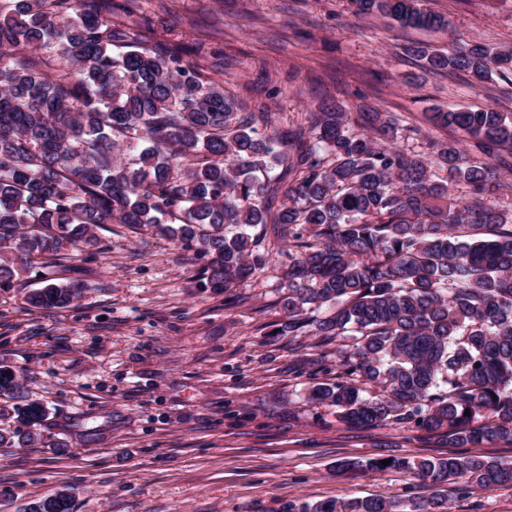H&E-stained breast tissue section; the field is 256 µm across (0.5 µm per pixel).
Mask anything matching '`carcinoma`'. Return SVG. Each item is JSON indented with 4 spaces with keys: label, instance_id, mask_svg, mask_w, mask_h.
Returning a JSON list of instances; mask_svg holds the SVG:
<instances>
[{
    "label": "carcinoma",
    "instance_id": "obj_1",
    "mask_svg": "<svg viewBox=\"0 0 512 512\" xmlns=\"http://www.w3.org/2000/svg\"><path fill=\"white\" fill-rule=\"evenodd\" d=\"M350 2L402 26L448 27L421 0ZM405 51L477 82L512 67V53L476 41ZM273 120L166 41L112 20V0H0V287L73 251L101 252L95 228L114 221L198 252L202 279L227 290L270 262L256 247L271 236L288 243L278 252L284 319L271 335L335 346L322 357L336 355V381L308 399L350 426L392 423L450 446L512 442V210L495 201L512 190V116L434 107L431 123L471 140L473 154L456 141L408 152L400 116H353L327 98L307 131L269 135ZM455 184L474 201L453 197ZM81 293L47 272L25 301L63 308ZM0 399V447L44 445L48 409L4 364ZM360 466L431 493L290 501L279 512H452L445 485L512 484L511 465L481 455L341 464ZM74 509L67 492L29 512Z\"/></svg>",
    "mask_w": 512,
    "mask_h": 512
}]
</instances>
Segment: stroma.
<instances>
[{
	"instance_id": "35a3bbf8",
	"label": "stroma",
	"mask_w": 512,
	"mask_h": 512,
	"mask_svg": "<svg viewBox=\"0 0 512 512\" xmlns=\"http://www.w3.org/2000/svg\"><path fill=\"white\" fill-rule=\"evenodd\" d=\"M444 29L401 27L355 13L350 0H140L128 16L171 31L197 63L222 62L225 88L307 124L318 99L346 111L394 112L416 132L406 149L455 140L427 124L432 107L512 114V73L480 84L426 71L404 48L447 51L478 41L512 51V0H424ZM103 251L58 261V282L82 284L64 308L26 305L36 279L0 288V363L49 411V444L0 448V512L65 490L75 512H275L336 496L426 495L397 472L343 469L379 455H445L436 438L385 426L353 429L308 390L336 375L310 336L273 338L281 270L268 264L224 293L202 260L152 229L100 225ZM452 512H512V486L454 494Z\"/></svg>"
}]
</instances>
